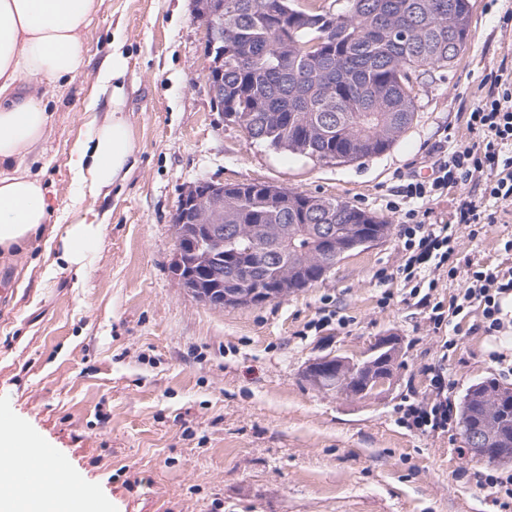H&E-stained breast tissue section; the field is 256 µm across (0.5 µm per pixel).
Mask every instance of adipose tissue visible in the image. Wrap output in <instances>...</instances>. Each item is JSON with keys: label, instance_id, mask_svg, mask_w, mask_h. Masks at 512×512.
Returning a JSON list of instances; mask_svg holds the SVG:
<instances>
[{"label": "adipose tissue", "instance_id": "ef3b65f1", "mask_svg": "<svg viewBox=\"0 0 512 512\" xmlns=\"http://www.w3.org/2000/svg\"><path fill=\"white\" fill-rule=\"evenodd\" d=\"M97 0H0V252L10 253L42 234L51 208L40 172L38 146L61 80L75 75L85 54L83 35ZM91 152L72 161L80 196H99L129 170L131 132L111 112L92 134ZM99 225H67L63 255L76 273L97 247Z\"/></svg>", "mask_w": 512, "mask_h": 512}]
</instances>
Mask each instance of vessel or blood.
Wrapping results in <instances>:
<instances>
[{
    "label": "vessel or blood",
    "mask_w": 512,
    "mask_h": 512,
    "mask_svg": "<svg viewBox=\"0 0 512 512\" xmlns=\"http://www.w3.org/2000/svg\"><path fill=\"white\" fill-rule=\"evenodd\" d=\"M9 465L16 487L14 512H31L33 495L29 491V485L34 476L45 474L52 478L62 469L57 450L44 444L32 432L17 440L10 452Z\"/></svg>",
    "instance_id": "obj_1"
}]
</instances>
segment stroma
I'll list each match as a JSON object with an SVG mask.
<instances>
[{
	"label": "stroma",
	"instance_id": "1",
	"mask_svg": "<svg viewBox=\"0 0 512 512\" xmlns=\"http://www.w3.org/2000/svg\"><path fill=\"white\" fill-rule=\"evenodd\" d=\"M84 45L83 66L48 102L42 144L58 235L0 254V413L58 449L91 512H497L470 479L486 463L464 452L460 427L422 434L398 421L402 400L431 398L428 365L442 366L457 402L476 382L512 388V378L489 357L502 342L471 329L478 307L442 353L405 300L399 216L387 203L430 175L444 136L470 141L483 78L512 64V0H474L467 48L443 78L421 76L412 126L389 151L346 164L273 151L225 121L204 80L194 0H101ZM113 55L120 76L99 82ZM116 85L134 163L108 193L83 199L70 163ZM201 179L347 201L385 219L390 235L286 299L214 308L172 269V217L183 187ZM83 218L101 238L78 279L59 235ZM511 236L512 210L461 238L460 255L510 266L501 242ZM326 309L337 322L309 329ZM382 336L397 337L400 353L380 392L349 397L307 379L316 358L358 359Z\"/></svg>",
	"mask_w": 512,
	"mask_h": 512
}]
</instances>
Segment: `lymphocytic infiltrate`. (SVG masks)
<instances>
[{"label":"lymphocytic infiltrate","mask_w":512,"mask_h":512,"mask_svg":"<svg viewBox=\"0 0 512 512\" xmlns=\"http://www.w3.org/2000/svg\"><path fill=\"white\" fill-rule=\"evenodd\" d=\"M489 89L470 112L468 125L475 139L460 147L446 143L440 147L430 179L409 182L403 189L400 236L403 240L398 271L410 283V298L416 299L434 333L445 334L443 350L452 349L455 318L470 307L481 310L482 332L489 336L512 329V314L504 308L512 295V266L469 265L462 288L450 300L437 299L434 291L438 275L455 276L461 235L477 238L487 225L496 223V208L512 207V70L500 68L490 74ZM479 182L494 209H486L469 199H461L456 221L433 224L431 207L448 187ZM435 396L431 401L408 400L400 405L401 422L422 433H448L457 420L451 397L452 382L442 368H432Z\"/></svg>","instance_id":"1"}]
</instances>
